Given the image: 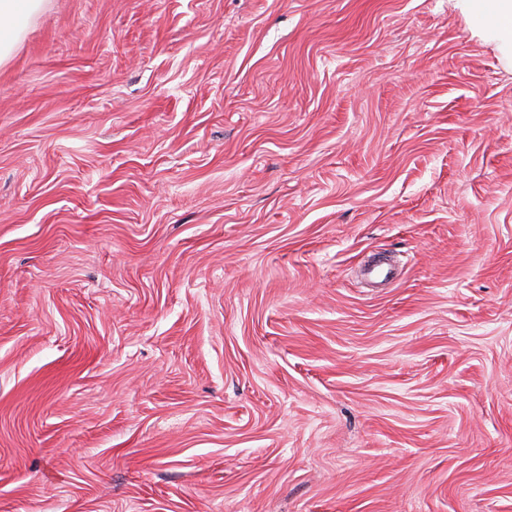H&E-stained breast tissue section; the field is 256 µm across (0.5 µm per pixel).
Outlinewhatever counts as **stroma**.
<instances>
[{"label":"stroma","instance_id":"obj_1","mask_svg":"<svg viewBox=\"0 0 512 512\" xmlns=\"http://www.w3.org/2000/svg\"><path fill=\"white\" fill-rule=\"evenodd\" d=\"M24 26L0 512H512V58L456 0Z\"/></svg>","mask_w":512,"mask_h":512}]
</instances>
